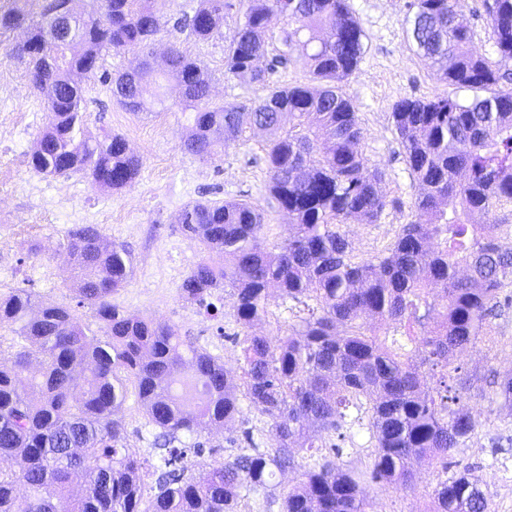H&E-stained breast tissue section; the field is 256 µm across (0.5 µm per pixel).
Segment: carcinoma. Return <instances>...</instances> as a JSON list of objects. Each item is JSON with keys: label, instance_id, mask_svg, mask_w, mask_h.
I'll return each instance as SVG.
<instances>
[{"label": "carcinoma", "instance_id": "carcinoma-1", "mask_svg": "<svg viewBox=\"0 0 512 512\" xmlns=\"http://www.w3.org/2000/svg\"><path fill=\"white\" fill-rule=\"evenodd\" d=\"M74 2L0 5V31L26 29L31 48L18 56L49 112L31 165L119 190L139 176L140 161L120 136H88L82 79L95 76L103 49L150 52L164 15L158 0H86L80 12ZM457 2L407 4V40L444 89L392 107L415 218L385 251L358 262L343 227L378 223L389 202L382 172L367 169L362 128L341 86L365 53L350 0H200L188 35L222 36L225 74L269 88L258 102L213 104L207 71L175 45L167 69L145 59L132 68L135 86H124L126 71L101 75L120 103L138 110L163 102L165 82L183 85L193 115L181 146L193 155L210 156L215 142L234 143L248 129L268 132L269 192L291 218L288 238L267 244L264 212L247 201L194 203L182 213L183 230L221 262L199 264L181 298L202 306L228 292L236 321L249 329L237 340L243 366L235 379L174 327L112 303L132 259L93 224L72 228L66 251L77 306L93 310L103 337L70 306L38 302L23 288L0 296V325L21 341L0 362V512H242L250 497L267 508L278 502L282 512H373L363 486L412 489L425 459L448 469V457L481 425L465 396L463 351L487 334L512 286V250L500 245L512 237V0H481L488 55L473 52L475 31ZM235 6L242 21L226 34L224 13ZM274 15L282 20L277 31ZM268 54L270 66L259 67ZM293 62L309 70L312 84L273 82ZM462 89L476 95L461 99ZM274 292L305 304L306 316L285 336L250 331L268 316ZM371 318L392 334H372ZM129 378L158 429L153 464L126 446ZM496 385L500 406L512 413V373ZM241 389L266 418L265 446L208 463L198 476L179 468L187 447L204 452L184 438L241 414ZM352 408L368 414L375 441L364 469L344 462L337 446L316 447L347 424ZM302 452L303 480L276 495V474L295 468ZM15 457L21 471L3 469ZM145 469L155 477L149 495ZM429 498V512H488L490 493L465 467Z\"/></svg>", "mask_w": 512, "mask_h": 512}]
</instances>
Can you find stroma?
<instances>
[{
    "label": "stroma",
    "mask_w": 512,
    "mask_h": 512,
    "mask_svg": "<svg viewBox=\"0 0 512 512\" xmlns=\"http://www.w3.org/2000/svg\"><path fill=\"white\" fill-rule=\"evenodd\" d=\"M407 2L351 0L367 35V50L343 88L362 127L361 150L368 168L384 171L382 189L387 199L401 203L400 208L386 209L379 223L349 228L354 254L360 259L385 250L412 215L415 190L393 131L392 106L402 97L429 98L443 89L405 37ZM198 4L199 0H166L165 25L153 45L154 64H161L163 50L174 44L207 68L214 103L265 97L266 87L225 76L222 38L198 41L182 32L185 17ZM24 37L20 28L0 36V294L26 288L38 299L75 305L64 246L70 229L95 224L134 260L133 274L113 295V303L128 314L175 327L219 357L227 370L238 372L240 347L234 339L243 329L233 317L231 294H215L211 314L180 297L184 279L211 254L184 233L178 217L197 201L247 200L264 211L268 243L286 239L288 214L268 191L262 150L266 133L246 130L240 141L216 147L213 157L202 159L181 148L188 115L176 84L168 86L164 109L134 112L116 103L108 85L92 78L84 83L87 129L94 136L108 131L124 138L141 161L139 177L123 189L102 191L78 173H36L30 155L46 114L24 64L12 51ZM463 358L471 377L468 402L483 412L478 433L454 451L450 468L436 461L424 463L414 488L367 485L374 512H425L431 490L446 471L466 467L487 482L491 512H512V417L498 412L497 388L492 383L493 376L512 370V306L495 310L486 336L471 344ZM239 404L242 413L236 420L201 433L209 450L200 456L187 452L180 462L185 471L195 474L202 462L227 460L237 448L246 447L247 433H254L252 441L262 443L255 430L263 426V417L247 399ZM124 415L128 448L148 458L154 429L135 396H128Z\"/></svg>",
    "instance_id": "obj_1"
}]
</instances>
